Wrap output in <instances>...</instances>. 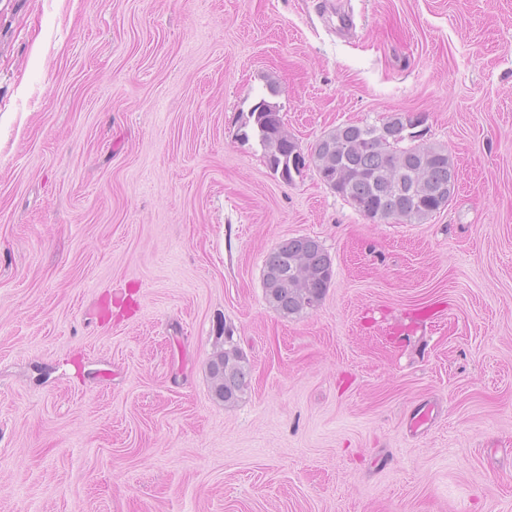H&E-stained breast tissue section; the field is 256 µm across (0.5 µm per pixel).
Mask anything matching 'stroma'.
<instances>
[{
	"mask_svg": "<svg viewBox=\"0 0 512 512\" xmlns=\"http://www.w3.org/2000/svg\"><path fill=\"white\" fill-rule=\"evenodd\" d=\"M272 86L305 151L421 115L447 207L284 182L237 136ZM0 512H512V0H0ZM331 270V260L317 240L305 236L284 240L265 260V299L286 318L312 310L330 285ZM207 370L213 396L225 406L234 405L248 386L250 370L231 332L224 336V349L213 354Z\"/></svg>",
	"mask_w": 512,
	"mask_h": 512,
	"instance_id": "35a3bbf8",
	"label": "stroma"
}]
</instances>
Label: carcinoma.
Here are the masks:
<instances>
[{
  "mask_svg": "<svg viewBox=\"0 0 512 512\" xmlns=\"http://www.w3.org/2000/svg\"><path fill=\"white\" fill-rule=\"evenodd\" d=\"M409 123L407 114L388 117L384 125L390 137L385 142L374 137L375 125L338 126L302 157L301 166L313 168L322 181L344 170L345 179L329 187L373 222L401 215L420 223L440 210L434 190L448 183L456 171L448 151L440 146H400ZM252 135L270 168L283 181L293 182L289 161L301 147L285 132L277 105L264 96L241 126L242 140ZM330 271L331 260L317 240L305 236L284 240L265 260V299L286 318L312 310L330 285ZM207 370L213 396L226 406L234 405L248 386L250 370L233 334L224 337V349L213 354Z\"/></svg>",
  "mask_w": 512,
  "mask_h": 512,
  "instance_id": "cac0c4a2",
  "label": "carcinoma"
}]
</instances>
